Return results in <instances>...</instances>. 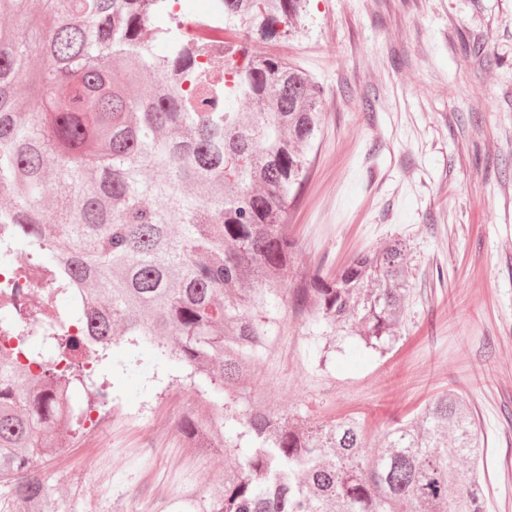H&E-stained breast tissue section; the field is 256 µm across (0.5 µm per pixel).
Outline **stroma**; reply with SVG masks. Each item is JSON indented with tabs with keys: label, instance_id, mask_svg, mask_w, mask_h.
I'll return each mask as SVG.
<instances>
[{
	"label": "stroma",
	"instance_id": "obj_1",
	"mask_svg": "<svg viewBox=\"0 0 512 512\" xmlns=\"http://www.w3.org/2000/svg\"><path fill=\"white\" fill-rule=\"evenodd\" d=\"M297 27L264 49L323 89L290 221L300 259L333 271L400 236L414 294L391 350L323 367L307 328L283 317L253 386L280 413L312 424L355 413L374 435L458 391L485 440L489 512H512V0H308ZM111 358V422L85 423L41 465L76 512H171L223 480L224 456L171 430L194 391L126 369L125 345Z\"/></svg>",
	"mask_w": 512,
	"mask_h": 512
}]
</instances>
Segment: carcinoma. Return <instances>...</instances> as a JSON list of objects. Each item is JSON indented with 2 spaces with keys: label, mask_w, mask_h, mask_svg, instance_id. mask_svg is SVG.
<instances>
[{
  "label": "carcinoma",
  "mask_w": 512,
  "mask_h": 512,
  "mask_svg": "<svg viewBox=\"0 0 512 512\" xmlns=\"http://www.w3.org/2000/svg\"><path fill=\"white\" fill-rule=\"evenodd\" d=\"M224 74L212 79L174 0H0V266L27 244L74 299L42 337L0 348V478L16 512L66 500L38 460L112 403V346L129 364L175 360L205 412L177 431L218 448L224 481L178 512H487L485 443L451 391L370 440L348 415L299 423L255 399L281 309L311 327L318 364L336 338L385 352L412 293L394 237L336 271L298 261L290 210L306 183L321 89L257 51L290 35L304 0H223ZM162 51L156 52L155 46ZM27 98V105L21 99ZM155 200L146 207L144 197Z\"/></svg>",
  "instance_id": "obj_1"
}]
</instances>
